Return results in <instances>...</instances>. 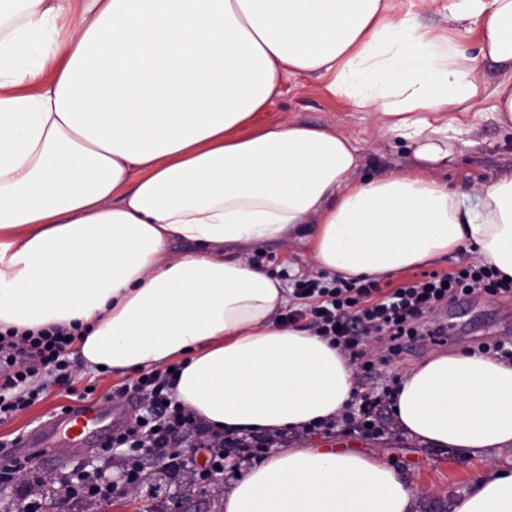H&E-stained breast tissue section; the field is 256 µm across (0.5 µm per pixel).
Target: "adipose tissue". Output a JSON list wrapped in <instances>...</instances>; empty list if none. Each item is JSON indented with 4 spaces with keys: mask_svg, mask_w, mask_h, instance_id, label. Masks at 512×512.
Wrapping results in <instances>:
<instances>
[{
    "mask_svg": "<svg viewBox=\"0 0 512 512\" xmlns=\"http://www.w3.org/2000/svg\"><path fill=\"white\" fill-rule=\"evenodd\" d=\"M433 2L0 0V327L79 326L92 368L182 360L176 398L220 433L340 416L349 358L279 322L285 288L243 251L299 246L352 281L474 252L512 280V167L445 177L480 121L512 130V0H454L437 28L421 20ZM471 30L473 51L457 39ZM299 78L407 142L409 165L367 176L353 138L257 123ZM391 405L419 445L512 451V363L436 354ZM414 505L381 455L329 447L275 453L224 494V512ZM452 512H512V469L476 478Z\"/></svg>",
    "mask_w": 512,
    "mask_h": 512,
    "instance_id": "ef3b65f1",
    "label": "adipose tissue"
}]
</instances>
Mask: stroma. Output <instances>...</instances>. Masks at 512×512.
Here are the masks:
<instances>
[{"mask_svg":"<svg viewBox=\"0 0 512 512\" xmlns=\"http://www.w3.org/2000/svg\"><path fill=\"white\" fill-rule=\"evenodd\" d=\"M264 123L290 119L300 123L325 126L360 141L363 149V173L383 177L405 167L410 152L404 142L382 135L373 118L364 112L355 111L347 102L332 98L322 83L315 79L287 82L282 95L274 99L266 112L260 113ZM473 146L458 148L448 165V182L451 185H465L472 180L492 175L499 169L512 166V133L499 129L493 122H482L472 135ZM250 260L261 263L262 267L274 271L278 267L288 268L292 275H303L315 271L311 258L300 249L271 243L263 249L250 252ZM503 300L486 293L470 296L466 311L456 316L457 330L453 343L432 341L430 338H416L407 344L398 360L388 365L377 366L370 373L364 372L361 362H354V382L357 390L374 388L376 392H393L405 373L413 366L425 361L436 353H454L465 348L475 350L482 342L497 340L512 343V329L507 328L501 309ZM71 375L75 395H62L54 385L52 376H45L48 388L34 405L18 412L11 419L0 422V442L8 445L7 455L18 456L19 451L12 445L13 440L27 436L32 430L50 420L61 407L87 402L106 408L122 410L126 417L138 414L139 408L128 402L124 393L125 384L131 374L99 371L83 364L79 356L71 358ZM95 390L87 398L79 393L86 385ZM376 424L385 426L384 434L370 436L359 431L336 428L332 433L283 434L281 448H308L323 445L328 439L342 440L345 448L382 455L402 473L408 476L415 490L416 512H452V502L470 486L472 480L500 467L512 468V455L491 458L482 453L464 456L453 449L422 447L398 431L394 425L390 402L382 400L375 414ZM252 444L251 454L222 447L204 448L207 459L223 456L225 466L218 486L208 488L192 502L197 512H222V493L229 487L231 479L241 474L249 455L268 454L266 436L251 433L247 436ZM43 459L37 462L34 473L23 474L9 481L0 482V512H21L31 502L41 501V489L58 482L61 477L72 476L80 471L86 461L95 465H106L108 476L122 475L132 464H139L141 472L137 485L142 492L141 504H148L146 494L148 482L154 471V456L150 453L125 455L117 450L111 461H103L101 451L88 447L78 451L64 444H48L42 448Z\"/></svg>","mask_w":512,"mask_h":512,"instance_id":"stroma-1","label":"stroma"}]
</instances>
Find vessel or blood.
<instances>
[{
    "label": "vessel or blood",
    "mask_w": 512,
    "mask_h": 512,
    "mask_svg": "<svg viewBox=\"0 0 512 512\" xmlns=\"http://www.w3.org/2000/svg\"><path fill=\"white\" fill-rule=\"evenodd\" d=\"M120 420L119 412L80 406L38 427L26 438L24 445L28 448L39 447L42 438L55 432L65 435L75 448L98 446L102 444L108 426L117 425Z\"/></svg>",
    "instance_id": "obj_1"
}]
</instances>
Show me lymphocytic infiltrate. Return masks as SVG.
Wrapping results in <instances>:
<instances>
[{
    "mask_svg": "<svg viewBox=\"0 0 512 512\" xmlns=\"http://www.w3.org/2000/svg\"><path fill=\"white\" fill-rule=\"evenodd\" d=\"M477 292L511 295L512 280L503 279L489 265L469 263L385 290L372 280L348 282L319 271L295 280L293 304L282 320L304 323L353 361L360 359L368 338L377 337L386 348L376 360L363 361L365 369L371 370L398 359L404 340L445 335L444 326H429L427 315ZM75 340L73 331L57 326L35 334L20 335L13 329L0 334V421L38 399L40 391L32 386L38 377L52 373L57 383L69 386V357ZM173 378L172 372L152 370L128 385L132 398L149 401L151 408L113 436L108 448L124 447L137 454L176 448L179 433L187 429L211 446H222L221 435L211 432L176 399Z\"/></svg>",
    "mask_w": 512,
    "mask_h": 512,
    "instance_id": "1",
    "label": "lymphocytic infiltrate"
}]
</instances>
